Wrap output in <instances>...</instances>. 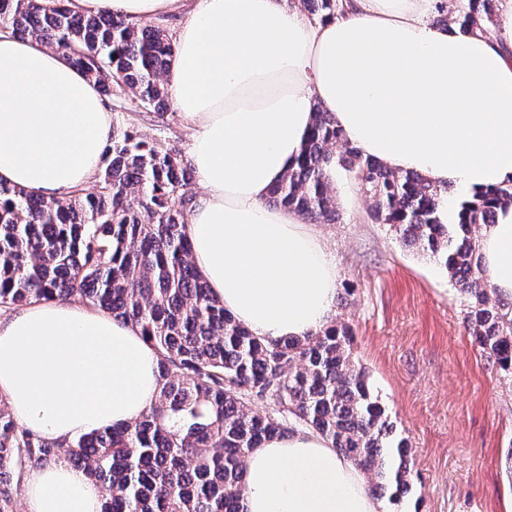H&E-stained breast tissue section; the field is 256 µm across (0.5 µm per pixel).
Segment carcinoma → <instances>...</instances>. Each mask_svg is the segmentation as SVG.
I'll return each instance as SVG.
<instances>
[{"label": "carcinoma", "mask_w": 512, "mask_h": 512, "mask_svg": "<svg viewBox=\"0 0 512 512\" xmlns=\"http://www.w3.org/2000/svg\"><path fill=\"white\" fill-rule=\"evenodd\" d=\"M321 20L343 0H300ZM498 0H460L435 22L463 33L495 25ZM0 30L65 54L106 95L155 112L171 99L168 29L72 11L67 0H0ZM347 172L371 200L372 217L439 258L466 302L477 346L512 378V304L493 300L478 259V229L512 202V180L439 208L448 188L387 169L345 142L329 112L315 123L296 168L266 203L304 218L339 220L330 172ZM96 192L46 200L0 183V308L81 297L141 329L159 356L156 405L129 425L63 444L24 429L0 396V512H16L24 471L62 459L108 492L102 512H242L245 459L299 421L367 475L371 491L400 503L411 489L409 442L395 429L352 359L349 328L265 341L236 322L191 260L186 211L191 172L176 149L112 126ZM256 402L273 412L253 409Z\"/></svg>", "instance_id": "carcinoma-1"}]
</instances>
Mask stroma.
<instances>
[{
    "label": "stroma",
    "mask_w": 512,
    "mask_h": 512,
    "mask_svg": "<svg viewBox=\"0 0 512 512\" xmlns=\"http://www.w3.org/2000/svg\"><path fill=\"white\" fill-rule=\"evenodd\" d=\"M115 125L167 139L188 155L180 112H148L113 97ZM340 220L316 224L336 263L334 320L353 328L351 351L374 397L411 444L413 488L384 512H512V379L469 334L443 264L374 222L360 188L337 174Z\"/></svg>",
    "instance_id": "1"
}]
</instances>
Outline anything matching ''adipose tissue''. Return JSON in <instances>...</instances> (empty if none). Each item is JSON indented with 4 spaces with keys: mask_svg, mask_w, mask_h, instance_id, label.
Segmentation results:
<instances>
[{
    "mask_svg": "<svg viewBox=\"0 0 512 512\" xmlns=\"http://www.w3.org/2000/svg\"><path fill=\"white\" fill-rule=\"evenodd\" d=\"M312 21L291 0H71L130 21L180 17L168 84L192 125L203 194L187 212L193 262L255 336L306 338L329 323L336 264L299 213L267 206L296 165L316 109L397 171L472 194L512 179V0L495 38L427 16L434 0H345ZM96 84L63 53L0 31V181L47 199L89 183L112 137ZM485 282L512 301V205L483 225ZM156 350L110 313L64 301L0 321V395L18 422L70 442L131 423L157 402ZM244 512H380L360 469L311 431L255 449ZM26 512H101L103 495L64 461L30 469Z\"/></svg>",
    "mask_w": 512,
    "mask_h": 512,
    "instance_id": "obj_1",
    "label": "adipose tissue"
}]
</instances>
